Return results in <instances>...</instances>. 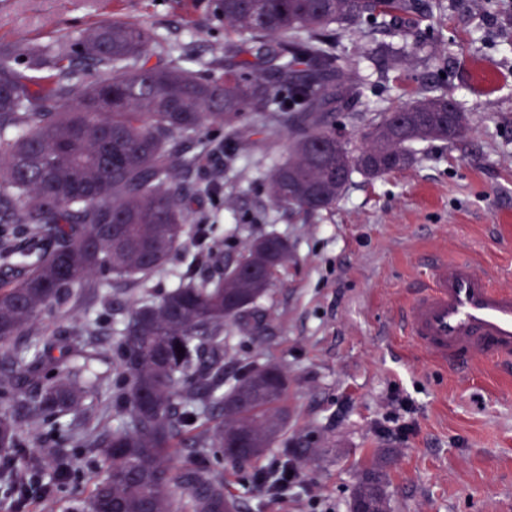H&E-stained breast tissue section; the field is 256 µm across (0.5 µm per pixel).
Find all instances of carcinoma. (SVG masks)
I'll list each match as a JSON object with an SVG mask.
<instances>
[{"instance_id": "cac0c4a2", "label": "carcinoma", "mask_w": 512, "mask_h": 512, "mask_svg": "<svg viewBox=\"0 0 512 512\" xmlns=\"http://www.w3.org/2000/svg\"><path fill=\"white\" fill-rule=\"evenodd\" d=\"M418 9V0H216L224 34L238 36L225 48L254 57L223 76L153 60V34L134 22L0 49V453L17 447L20 429L19 382L1 371L19 369L35 387L23 418H80L74 443L99 449L106 476L76 512H240L224 476L200 462L177 471L171 461L186 447L197 457L257 461L284 430L283 371L246 365L225 387L219 375L224 330L266 294L274 271L288 263V243L265 236L262 254L251 245L233 267L220 266L209 217L193 205L220 200L224 184L208 177L189 186L183 177L205 157L235 156L256 112L268 138L292 133L288 159L267 186L277 203L302 211L336 205L355 172L375 178L410 166L419 142L462 137L466 117L454 107L448 114L445 96L421 93L380 112L358 153L336 141L330 113L356 66L323 31L358 22L373 30ZM101 69L112 78L96 79ZM188 141L196 152L187 153ZM19 233L27 249L17 262ZM190 235L197 248L186 279L152 294L151 278ZM129 282L149 299L111 310L112 374L92 365L101 314L87 313L76 337H43L44 320L72 304L77 289ZM21 336L27 340L18 345ZM109 379L110 419L94 403ZM215 417L213 427L191 432ZM244 439L249 452H229ZM49 464L70 470L50 451L27 464L28 481L10 477L5 491L26 494ZM387 507L381 471H366L350 512Z\"/></svg>"}]
</instances>
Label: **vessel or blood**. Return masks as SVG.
<instances>
[{
    "label": "vessel or blood",
    "instance_id": "obj_1",
    "mask_svg": "<svg viewBox=\"0 0 512 512\" xmlns=\"http://www.w3.org/2000/svg\"><path fill=\"white\" fill-rule=\"evenodd\" d=\"M465 257L433 262L398 310V333L435 366L512 368V287Z\"/></svg>",
    "mask_w": 512,
    "mask_h": 512
}]
</instances>
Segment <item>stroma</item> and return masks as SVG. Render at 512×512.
Returning a JSON list of instances; mask_svg holds the SVG:
<instances>
[{
	"instance_id": "1",
	"label": "stroma",
	"mask_w": 512,
	"mask_h": 512,
	"mask_svg": "<svg viewBox=\"0 0 512 512\" xmlns=\"http://www.w3.org/2000/svg\"><path fill=\"white\" fill-rule=\"evenodd\" d=\"M215 0H0V46L47 43L101 22L153 30L161 51L194 71L224 72V26ZM336 50L357 60L359 76L335 112L336 132L359 151L374 109H396L422 86L447 96L466 115L454 143L418 144L413 165L382 177L353 174L335 206L302 212L277 205L266 179L288 157V142L248 149L233 170L209 157L202 176H224L215 215L224 257L274 234L291 257L267 294L224 344V375L243 364H272L288 377V423L279 448L260 462L211 460L242 512H315L316 489L332 512H349L371 463L385 475L392 512H496L512 497V373L435 367L407 341L389 336L392 309L435 258L469 252L497 257L512 285V0H422L413 22L338 33ZM136 289L84 293L46 319L45 335L80 334L86 306L131 307ZM71 421L23 424L19 446L0 469L22 470L69 434ZM76 463L66 480L46 470L19 512H67L105 475L91 448H68ZM293 461L308 488L287 504L247 483L255 468Z\"/></svg>"
}]
</instances>
